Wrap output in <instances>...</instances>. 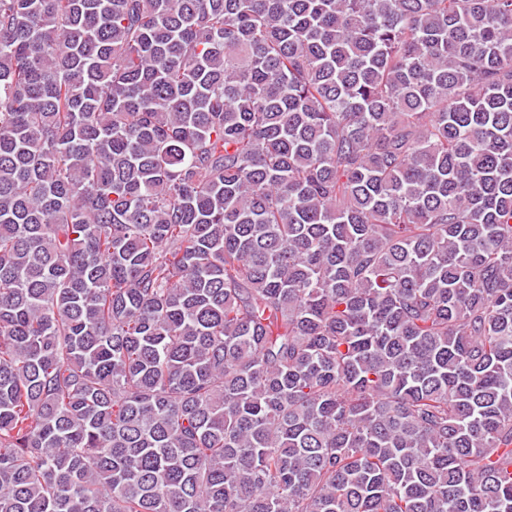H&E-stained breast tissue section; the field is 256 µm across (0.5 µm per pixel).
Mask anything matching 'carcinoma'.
<instances>
[{
	"label": "carcinoma",
	"mask_w": 512,
	"mask_h": 512,
	"mask_svg": "<svg viewBox=\"0 0 512 512\" xmlns=\"http://www.w3.org/2000/svg\"><path fill=\"white\" fill-rule=\"evenodd\" d=\"M0 512H512V0H0Z\"/></svg>",
	"instance_id": "obj_1"
}]
</instances>
